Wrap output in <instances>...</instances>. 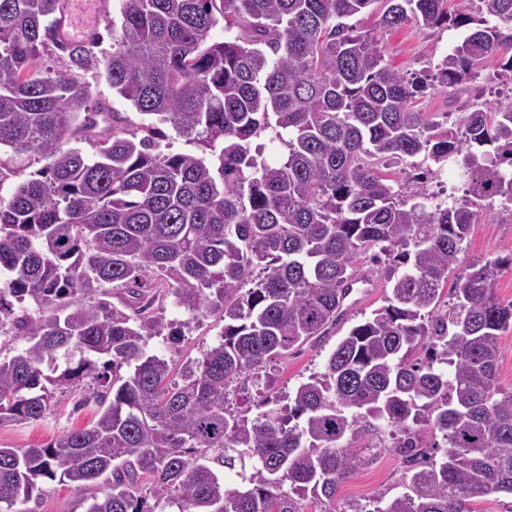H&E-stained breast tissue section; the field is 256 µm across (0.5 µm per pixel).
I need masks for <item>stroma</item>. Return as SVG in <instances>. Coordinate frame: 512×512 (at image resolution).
<instances>
[{"instance_id": "stroma-1", "label": "stroma", "mask_w": 512, "mask_h": 512, "mask_svg": "<svg viewBox=\"0 0 512 512\" xmlns=\"http://www.w3.org/2000/svg\"><path fill=\"white\" fill-rule=\"evenodd\" d=\"M461 37L455 30L429 35L415 25L384 33L382 37L384 58L399 70L417 73L433 67L450 47ZM95 99L105 102L110 109L121 113L129 128L148 125L147 116L140 114L130 103L113 95L112 89L98 70L83 72ZM46 164L45 158L32 153L16 154L9 148L0 149V195L10 194L15 186L34 178ZM512 255V212L493 206L491 213L481 216L472 225L462 244L459 261L449 273V280L468 275L475 262ZM384 276L375 274L370 288L351 294L347 299L348 312L318 346L308 344L293 348L287 359L278 362L273 370V386L278 391L292 390L310 374L323 371L325 361L337 341L352 325L384 304ZM224 322L217 313H206L192 322L184 341L174 345L164 337L149 340L147 350L182 365L188 359L200 357L212 345ZM87 385L63 387L56 390L52 399L53 409L37 422H17L0 426V446L29 448L50 442L62 433L87 425L94 417L97 406L90 399ZM393 443L390 429H383L379 436H369L356 442L360 464L353 476L341 484L336 494L335 508L343 512L354 500L373 503L390 501L406 491V466L401 457L391 450ZM101 484L79 485L73 483L45 484L42 494L33 495L28 506L31 512H85L92 496L100 494Z\"/></svg>"}]
</instances>
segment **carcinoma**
Here are the masks:
<instances>
[{
	"label": "carcinoma",
	"instance_id": "obj_1",
	"mask_svg": "<svg viewBox=\"0 0 512 512\" xmlns=\"http://www.w3.org/2000/svg\"><path fill=\"white\" fill-rule=\"evenodd\" d=\"M119 2L101 61L98 35L56 41L59 0H0V147L49 159L0 197V340H24L0 360V425L43 419L63 386L101 387L89 425L0 447V512H28L16 505L40 483L101 478L86 512H302L307 496L336 502L353 444L383 426L407 492L350 512H473L512 494V389L497 368L512 303L494 295L506 262L456 281L439 313L471 224L512 203V102L490 109L473 93L481 77L512 90V0ZM378 4L375 28L347 23ZM411 22L465 31L432 75L384 61L378 33ZM49 45L66 68L42 64ZM100 65L115 94L202 155L157 152L160 128L140 137L115 112L95 159L63 148L98 125L80 72ZM436 88L469 94L457 127L416 108ZM265 135L283 147L272 164ZM417 155L455 160L463 197L433 206L422 186L408 204L413 177L390 168ZM367 257L388 261L387 305L348 330L323 373L268 392L271 364L343 319ZM109 287L119 305L88 302ZM169 296L187 319L164 321ZM216 310L219 338L178 373L146 354L150 338L177 344ZM248 380L263 395L252 419L234 405ZM424 421L446 442L439 461L414 429ZM230 473L240 485L227 487Z\"/></svg>",
	"mask_w": 512,
	"mask_h": 512
}]
</instances>
